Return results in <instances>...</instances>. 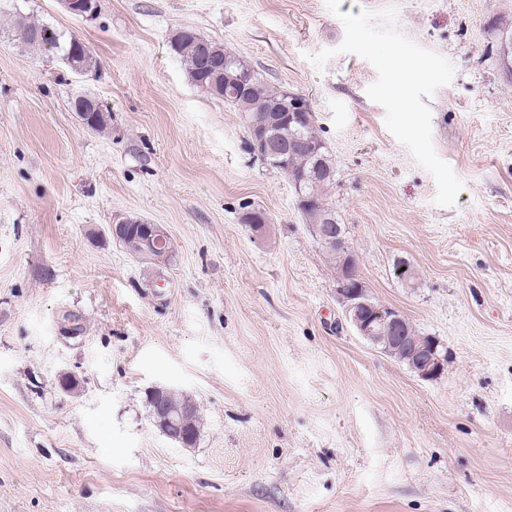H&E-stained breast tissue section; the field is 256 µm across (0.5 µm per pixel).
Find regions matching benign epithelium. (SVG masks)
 I'll list each match as a JSON object with an SVG mask.
<instances>
[{
  "instance_id": "1",
  "label": "benign epithelium",
  "mask_w": 512,
  "mask_h": 512,
  "mask_svg": "<svg viewBox=\"0 0 512 512\" xmlns=\"http://www.w3.org/2000/svg\"><path fill=\"white\" fill-rule=\"evenodd\" d=\"M65 8L72 14L89 17L93 13V0H63ZM306 99L294 95L291 102L277 114V119L292 123H303L309 118L306 112ZM253 137L263 151V159H280L283 152L278 141L267 135L264 131L253 132ZM142 241L147 247L155 249L165 245L169 239L166 229L159 224L142 225ZM320 245L340 255L341 261L336 269V294L344 306L345 314L357 333L365 339L375 340L378 333L375 325L393 332V336L386 337L393 346L405 353L411 369L422 379L431 380L442 372L443 359L448 353L441 349V342L431 338V342L423 345L407 343L401 332L403 316L395 309L387 308L383 312H376L374 308L361 301L365 281L359 272V258L354 250L347 249L345 239L341 236L339 228L326 224L320 231ZM166 392L164 388L154 389L156 403L154 406L155 423L163 433L175 443L183 447L194 445L195 435L183 431L180 420L192 417L193 409L190 405L172 407L163 401Z\"/></svg>"
}]
</instances>
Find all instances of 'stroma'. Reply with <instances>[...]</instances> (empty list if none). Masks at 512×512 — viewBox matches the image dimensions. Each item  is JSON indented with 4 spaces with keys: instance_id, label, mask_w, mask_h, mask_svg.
I'll return each instance as SVG.
<instances>
[{
    "instance_id": "35a3bbf8",
    "label": "stroma",
    "mask_w": 512,
    "mask_h": 512,
    "mask_svg": "<svg viewBox=\"0 0 512 512\" xmlns=\"http://www.w3.org/2000/svg\"><path fill=\"white\" fill-rule=\"evenodd\" d=\"M390 7L454 67L427 101L464 184L451 208L367 96L376 69L339 52L326 0H96L90 17L0 0V512H512V73L490 28L512 0L340 10ZM25 18L85 43L95 68L34 51ZM183 28L310 101L368 292L447 346L442 377L346 320L287 176L172 53ZM82 94L106 131L72 111ZM117 217L163 225L173 261L131 255ZM158 387L199 410L192 447L156 425Z\"/></svg>"
}]
</instances>
